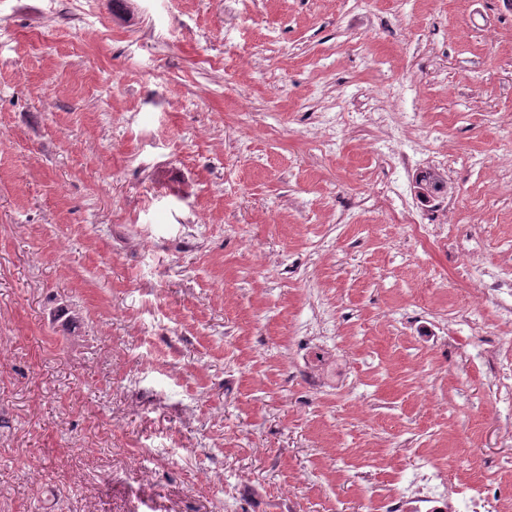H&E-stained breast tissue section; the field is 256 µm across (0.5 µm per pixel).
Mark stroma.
<instances>
[{
  "instance_id": "obj_1",
  "label": "stroma",
  "mask_w": 512,
  "mask_h": 512,
  "mask_svg": "<svg viewBox=\"0 0 512 512\" xmlns=\"http://www.w3.org/2000/svg\"><path fill=\"white\" fill-rule=\"evenodd\" d=\"M488 274L507 0H0V512H512ZM422 477L424 484L401 497L393 505L395 512H458L462 491H459L457 485L449 483L439 471L428 470ZM435 490H439L437 495L434 494ZM434 499H442L444 507L433 506L425 509L424 504L436 502Z\"/></svg>"
}]
</instances>
